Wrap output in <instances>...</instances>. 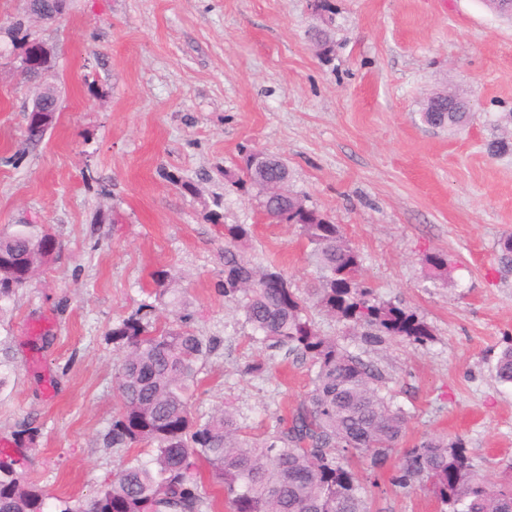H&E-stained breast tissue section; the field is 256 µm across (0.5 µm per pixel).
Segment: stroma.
Returning a JSON list of instances; mask_svg holds the SVG:
<instances>
[{
	"instance_id": "obj_1",
	"label": "stroma",
	"mask_w": 512,
	"mask_h": 512,
	"mask_svg": "<svg viewBox=\"0 0 512 512\" xmlns=\"http://www.w3.org/2000/svg\"><path fill=\"white\" fill-rule=\"evenodd\" d=\"M331 2L319 15L310 0H70L46 22L24 0H0V235L28 225L56 241L31 283L0 302V445L34 427L27 478L50 497L88 498L143 454L105 442L121 407L110 333L153 301L158 270L218 342L194 413L233 408L260 439L310 390L309 362L266 348L222 292L212 209L252 225L242 252L255 265H277L304 294L320 276L293 227L225 183L245 147L284 159L290 190L341 226L377 295L433 331L423 346H369L311 310L409 417L383 468L356 466L372 512H448L430 490L393 481L404 449L430 434L462 437L479 473L512 479V384L495 372L512 343V271L497 264L512 234V153L485 150L512 112V24L481 0ZM19 19L54 55L35 80L1 34ZM318 27L330 35L320 51ZM446 86L466 91L470 124L423 121L427 97ZM47 88L61 108L32 142L28 111ZM434 252L448 256L447 280L424 275ZM256 361L264 376L247 374Z\"/></svg>"
}]
</instances>
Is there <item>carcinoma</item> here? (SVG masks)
<instances>
[{"label": "carcinoma", "mask_w": 512, "mask_h": 512, "mask_svg": "<svg viewBox=\"0 0 512 512\" xmlns=\"http://www.w3.org/2000/svg\"><path fill=\"white\" fill-rule=\"evenodd\" d=\"M50 113L28 114L27 134L38 141ZM423 120L440 128L463 127L469 112H424ZM244 150L238 171L224 180L269 218L291 224L312 245L321 269L316 304L361 340L380 344L406 338L424 345L427 323L415 313L379 300L363 278L359 252L341 227L286 190L269 197V180L288 181V168L262 169ZM210 223L224 230V297L235 300L252 332L269 348L300 355L315 376L306 399L291 418H278L262 442L244 435L230 410L195 415L187 403L202 362L216 342L191 328V316L178 314L156 326V306L141 303L112 326V343L124 352L114 373L121 398L106 443L112 448L147 447L150 458L129 462L93 495L59 512H212L214 501L197 478L208 467L212 484L224 492L227 512H370L357 473L342 465L349 454L381 468L404 436L408 416L382 394L379 374L334 336L321 334L308 314L307 299L277 267L256 266L239 251L252 235L250 224H228L212 212ZM55 239L49 233L18 230L0 237V301L26 286L51 260ZM498 264L512 269V235L498 243ZM427 273L448 275L443 253L423 258ZM156 295L178 303L176 279L167 270L154 273ZM496 376L512 383V344L499 354ZM29 457H0V512H45L48 495L27 479ZM396 483L429 485L448 512H512V482L497 484L478 474L463 439L430 435L403 454Z\"/></svg>", "instance_id": "obj_1"}]
</instances>
